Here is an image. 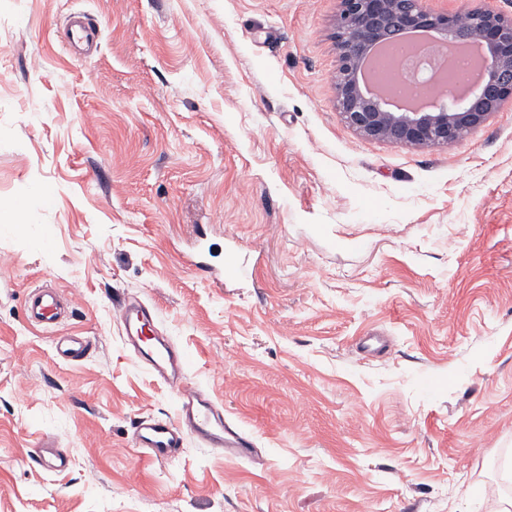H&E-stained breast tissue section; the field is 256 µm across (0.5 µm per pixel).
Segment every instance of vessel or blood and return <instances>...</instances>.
I'll return each instance as SVG.
<instances>
[{
    "label": "vessel or blood",
    "instance_id": "1",
    "mask_svg": "<svg viewBox=\"0 0 512 512\" xmlns=\"http://www.w3.org/2000/svg\"><path fill=\"white\" fill-rule=\"evenodd\" d=\"M71 304V299L59 289L41 286L27 298L28 318L42 327L54 326ZM117 315L139 362L170 385L179 400L175 417L152 415L139 419L134 431L135 446L150 459L165 462L176 458L187 437L192 436L207 447L221 448L234 456H249L251 440L225 422L223 410L206 393L186 382L189 358L156 333L155 311L142 302L128 300L118 305ZM91 349V341L81 336L70 337L59 345L61 355L72 361L84 359ZM35 455L49 471H61L69 465L68 458L51 437L40 441Z\"/></svg>",
    "mask_w": 512,
    "mask_h": 512
}]
</instances>
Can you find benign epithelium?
Masks as SVG:
<instances>
[{
  "mask_svg": "<svg viewBox=\"0 0 512 512\" xmlns=\"http://www.w3.org/2000/svg\"><path fill=\"white\" fill-rule=\"evenodd\" d=\"M336 22L337 108L359 136L414 148L444 147L484 125L512 100V14L467 8L436 12L422 0H339ZM414 30L483 47L487 65L464 96L446 93L427 103L395 108L384 89L363 81L370 52Z\"/></svg>",
  "mask_w": 512,
  "mask_h": 512,
  "instance_id": "benign-epithelium-1",
  "label": "benign epithelium"
}]
</instances>
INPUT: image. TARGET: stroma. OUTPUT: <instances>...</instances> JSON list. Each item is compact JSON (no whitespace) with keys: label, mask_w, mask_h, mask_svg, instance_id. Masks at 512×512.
Instances as JSON below:
<instances>
[{"label":"stroma","mask_w":512,"mask_h":512,"mask_svg":"<svg viewBox=\"0 0 512 512\" xmlns=\"http://www.w3.org/2000/svg\"><path fill=\"white\" fill-rule=\"evenodd\" d=\"M339 0H0V512H499L512 500V103L449 147L361 138L336 110ZM96 23L85 54L60 34ZM49 187L42 206L30 196ZM235 252L223 283L188 266ZM73 299L27 318L31 288ZM253 441L133 443L176 393L117 305ZM61 336H86L83 360ZM380 336L385 347H360ZM53 436L70 462L31 451ZM91 349V341L82 336H72L59 344L60 354L71 361L84 359Z\"/></svg>","instance_id":"obj_1"}]
</instances>
